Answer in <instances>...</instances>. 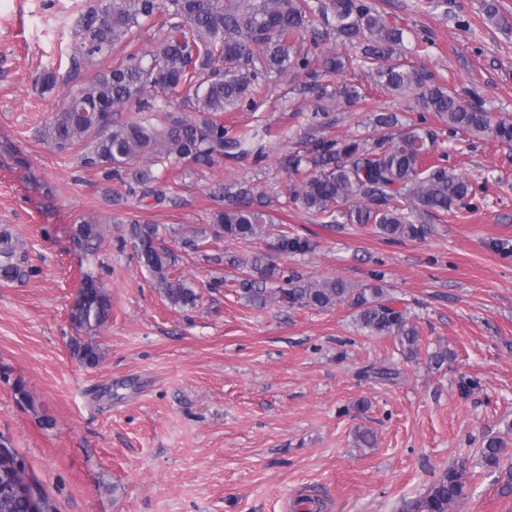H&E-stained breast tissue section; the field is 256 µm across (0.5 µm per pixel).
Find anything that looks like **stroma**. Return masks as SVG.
Segmentation results:
<instances>
[{
	"instance_id": "1",
	"label": "stroma",
	"mask_w": 512,
	"mask_h": 512,
	"mask_svg": "<svg viewBox=\"0 0 512 512\" xmlns=\"http://www.w3.org/2000/svg\"><path fill=\"white\" fill-rule=\"evenodd\" d=\"M83 2L0 0V231L36 270L0 283V447L18 456L50 512H290L305 490L325 512H400L451 468L465 481L451 512H512L502 473L480 454L498 437L502 463L512 462V147L457 142L446 165L475 184L476 207L433 222L424 238L325 224L290 203L295 176L285 159L309 149L313 135L366 136L373 110L417 122L415 95L375 89L365 76L362 104L317 123L306 77L275 76L254 108L224 115L233 131L271 128L261 161L158 166L156 196L116 182L124 202L108 206L75 152L41 137L61 104L59 90L42 91V74L66 77ZM373 2L406 28L407 46L427 42L409 55L412 65L512 118V32L484 22L481 0H447L435 11L423 0ZM163 20L135 30L98 68L151 51ZM228 182L265 194L280 229L313 250L285 256L265 237L220 238L187 254L179 234L209 228L221 205L210 191ZM82 216L104 228L92 255L73 241ZM133 221L160 225L174 273L199 296L195 307L161 296L135 256ZM258 254L306 281L382 286L420 332L416 357L396 337L361 330L347 305L255 306L243 282ZM87 274L112 303L106 324L87 336L102 352L93 367L71 351V312ZM442 350L448 360L438 367L432 357ZM370 363L394 367L398 379L361 377ZM363 430L373 446L358 441Z\"/></svg>"
}]
</instances>
